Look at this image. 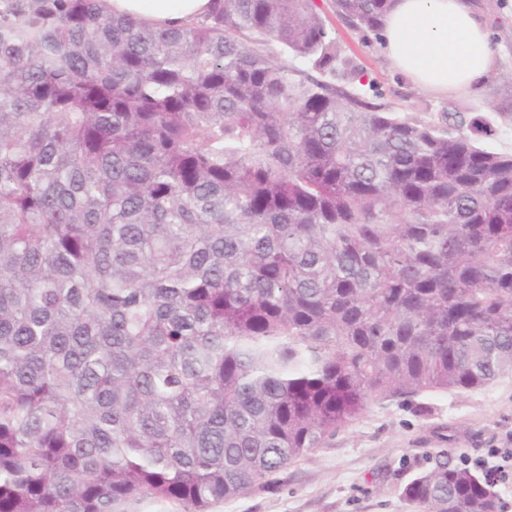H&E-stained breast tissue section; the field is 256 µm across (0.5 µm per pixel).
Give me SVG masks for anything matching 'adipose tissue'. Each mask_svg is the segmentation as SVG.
<instances>
[{
	"instance_id": "obj_1",
	"label": "adipose tissue",
	"mask_w": 512,
	"mask_h": 512,
	"mask_svg": "<svg viewBox=\"0 0 512 512\" xmlns=\"http://www.w3.org/2000/svg\"><path fill=\"white\" fill-rule=\"evenodd\" d=\"M107 12L151 23L202 14L209 0H104ZM387 57L413 83L439 95L475 93L490 75L494 50L485 21L468 0H395L383 20Z\"/></svg>"
}]
</instances>
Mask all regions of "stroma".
I'll return each instance as SVG.
<instances>
[{"instance_id":"1","label":"stroma","mask_w":512,"mask_h":512,"mask_svg":"<svg viewBox=\"0 0 512 512\" xmlns=\"http://www.w3.org/2000/svg\"><path fill=\"white\" fill-rule=\"evenodd\" d=\"M496 46L481 92L440 96L424 91L382 52L378 36L354 29L334 0H317L343 59L362 68L377 102L439 126L449 115L490 117L493 149L512 153V0H474ZM492 448L512 449V375L473 390L423 391L371 401L323 447L296 459L274 478L208 512H418L403 487L436 462L488 460Z\"/></svg>"}]
</instances>
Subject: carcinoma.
Returning <instances> with one entry per match:
<instances>
[{
	"label": "carcinoma",
	"instance_id": "cac0c4a2",
	"mask_svg": "<svg viewBox=\"0 0 512 512\" xmlns=\"http://www.w3.org/2000/svg\"><path fill=\"white\" fill-rule=\"evenodd\" d=\"M393 0H335L379 34ZM316 0H0V512H207L372 399L512 374V154L305 70ZM419 512H499L439 462ZM108 13H126L151 23H179L202 14L209 0H104ZM272 54L274 55V59L276 61L286 63L289 66L300 67L301 69H304L306 72H308L309 74H312L313 76L320 77V78L326 79L328 81H331L336 86H340V87L351 86V84L348 80V77L346 76V72L344 70L343 65H339L336 69V75L330 77L329 75L321 74L320 72H318L315 69H312L308 65H305L298 61H294L289 55H287L286 53H284L277 47H273Z\"/></svg>",
	"mask_w": 512,
	"mask_h": 512
}]
</instances>
